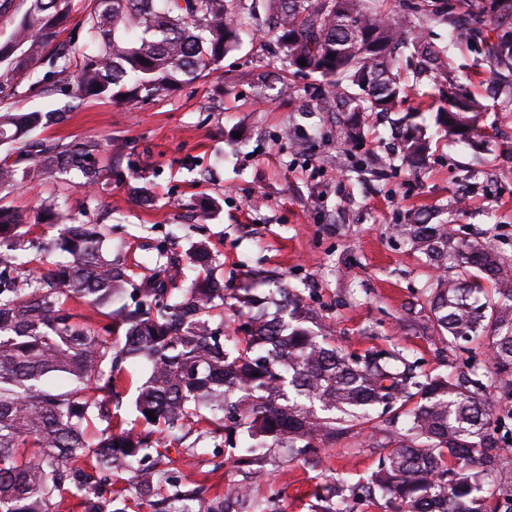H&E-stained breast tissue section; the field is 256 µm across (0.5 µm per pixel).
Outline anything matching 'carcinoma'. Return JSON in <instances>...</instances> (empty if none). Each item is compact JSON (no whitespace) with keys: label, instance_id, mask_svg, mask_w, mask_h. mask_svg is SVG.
Returning a JSON list of instances; mask_svg holds the SVG:
<instances>
[{"label":"carcinoma","instance_id":"obj_1","mask_svg":"<svg viewBox=\"0 0 512 512\" xmlns=\"http://www.w3.org/2000/svg\"><path fill=\"white\" fill-rule=\"evenodd\" d=\"M467 4L470 22L452 41L470 42L478 29L512 16V0H426L407 5L414 22L371 10L365 0H269L271 32L288 66L327 80L320 100L345 112V137L360 136V114L391 112L402 101L397 49L413 46L426 67L442 63L414 29L444 21ZM72 0H31L12 36L0 42V87L18 75L29 89L72 98L150 100L217 69L239 40L244 0H92L83 29L56 43ZM498 64L512 60V31L486 46ZM47 61L41 74L37 63ZM376 76L372 84L366 74ZM482 105L464 89L448 95L436 122L470 142L479 136ZM62 110L0 113V194L22 183H43L74 172L92 203L112 184L98 166L102 143H63L30 136L54 124ZM403 156L417 167L426 139L403 136ZM65 195L41 198L34 217L0 204V512H51L72 497L84 512H129L155 496L152 512H235L229 487L211 492L208 478L181 490L160 437L194 432L224 446V436L247 432L245 452L286 448L303 455L347 435L357 423L388 417L404 427L385 431L378 469L357 493L397 505L394 512H502L512 504V469L501 467L505 425L494 417L487 388L508 402L512 415V266L489 244L458 240L447 224H399L397 231L423 251L441 276L430 312L441 343L483 338L492 360L469 365L471 377L415 372L402 352L380 350L349 357L329 340L318 312L279 279L268 292L233 295L250 310L244 345H224V283L214 258L199 243L187 259L163 249L134 281L126 260L105 243L112 226L95 220L63 223ZM61 225L57 237L30 236L31 224ZM52 250L63 259L24 273L30 256ZM73 299L100 329L63 308ZM278 307L269 318L263 310ZM140 359L148 377L136 386L137 417L112 412L131 385L125 363ZM154 411L151 421L147 412Z\"/></svg>","mask_w":512,"mask_h":512}]
</instances>
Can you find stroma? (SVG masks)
Here are the masks:
<instances>
[{"label": "stroma", "instance_id": "stroma-1", "mask_svg": "<svg viewBox=\"0 0 512 512\" xmlns=\"http://www.w3.org/2000/svg\"><path fill=\"white\" fill-rule=\"evenodd\" d=\"M256 18L245 19L241 42L208 79L183 85L148 102L115 104L31 90L28 80L0 92V108L68 107L65 120L35 130L38 138L64 143L103 142V163L112 186L99 199L111 212L113 248L122 250L133 277H140L159 242L185 253L206 243L220 262L226 288L241 287L249 274L282 277L318 312L336 345L356 355L396 349L419 372L454 377L465 362H486L480 341L449 345L434 337L429 299L438 270L398 236L399 224H447L457 239L490 242L512 263V72L490 68L483 43L451 44L448 28H424L425 39L448 52L441 71L420 73L417 59L400 57L405 93L399 112L363 114L360 145L343 140L344 118L321 111L319 74L292 76V98L277 97L282 53L265 35L266 0ZM463 83L484 110L479 126L486 147L476 150L448 137L434 120L442 90ZM414 122L429 145L419 172L402 163L395 138L400 113ZM147 187L150 202L133 194ZM217 202L208 223L189 209ZM364 430L300 460L269 448L262 463L235 466L240 451L196 442L202 450L187 479L208 478L217 489L239 483L249 498L237 512H390L384 500L353 495L379 464L376 441ZM344 486L328 497L323 488Z\"/></svg>", "mask_w": 512, "mask_h": 512}]
</instances>
